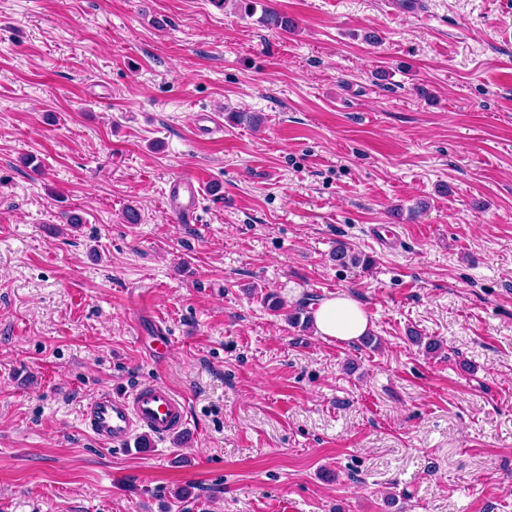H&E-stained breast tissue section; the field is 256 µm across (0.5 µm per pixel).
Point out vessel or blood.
Here are the masks:
<instances>
[{
	"instance_id": "1",
	"label": "vessel or blood",
	"mask_w": 512,
	"mask_h": 512,
	"mask_svg": "<svg viewBox=\"0 0 512 512\" xmlns=\"http://www.w3.org/2000/svg\"><path fill=\"white\" fill-rule=\"evenodd\" d=\"M200 199V177L184 174L173 180L168 205L180 222L193 223ZM82 422L103 445L150 447L152 439L166 438L187 428L186 404L170 387L141 383L129 392H98L85 406Z\"/></svg>"
}]
</instances>
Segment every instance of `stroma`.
Returning a JSON list of instances; mask_svg holds the SVG:
<instances>
[{
  "label": "stroma",
  "instance_id": "obj_1",
  "mask_svg": "<svg viewBox=\"0 0 512 512\" xmlns=\"http://www.w3.org/2000/svg\"><path fill=\"white\" fill-rule=\"evenodd\" d=\"M256 8L0 0V512H512V0ZM341 291L377 347L288 322ZM141 380L185 434L95 444ZM200 199L198 173L184 174L173 180L168 190V205L173 216L185 224L194 223Z\"/></svg>",
  "mask_w": 512,
  "mask_h": 512
}]
</instances>
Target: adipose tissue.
<instances>
[{
    "label": "adipose tissue",
    "instance_id": "obj_1",
    "mask_svg": "<svg viewBox=\"0 0 512 512\" xmlns=\"http://www.w3.org/2000/svg\"><path fill=\"white\" fill-rule=\"evenodd\" d=\"M313 326L321 339L352 342L368 333L369 320L356 299L340 292L318 302Z\"/></svg>",
    "mask_w": 512,
    "mask_h": 512
}]
</instances>
